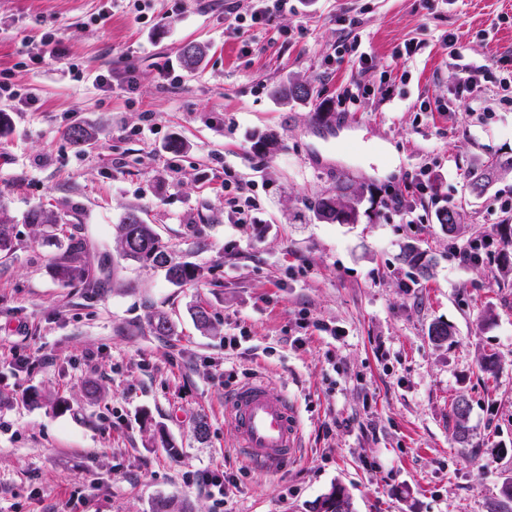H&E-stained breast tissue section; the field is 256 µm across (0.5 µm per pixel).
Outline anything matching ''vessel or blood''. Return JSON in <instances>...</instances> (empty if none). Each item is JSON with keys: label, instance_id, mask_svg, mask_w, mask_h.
<instances>
[{"label": "vessel or blood", "instance_id": "obj_1", "mask_svg": "<svg viewBox=\"0 0 512 512\" xmlns=\"http://www.w3.org/2000/svg\"><path fill=\"white\" fill-rule=\"evenodd\" d=\"M224 413L249 463L275 471L297 454L300 425L286 395L270 391L265 381L239 386L225 401Z\"/></svg>", "mask_w": 512, "mask_h": 512}]
</instances>
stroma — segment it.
<instances>
[{"label":"stroma","mask_w":512,"mask_h":512,"mask_svg":"<svg viewBox=\"0 0 512 512\" xmlns=\"http://www.w3.org/2000/svg\"><path fill=\"white\" fill-rule=\"evenodd\" d=\"M256 5L0 0V80L30 96L0 99V217L17 233L0 259V512H152L164 497L214 512L188 479L198 470L235 476L224 512H308L337 485L354 512H486L512 479V248L467 266L453 256L512 237L498 201L512 170L482 194L469 187L512 156L500 86L512 0H290L238 28ZM48 33L58 53H42ZM190 41L209 46L194 71L180 63ZM464 63L486 68L475 104L455 94ZM291 77L310 85L307 101L271 96ZM357 82L356 105L338 108ZM76 123L100 126L99 142L74 147ZM176 138L186 149L170 150ZM420 168L427 189L405 188ZM343 175L362 198L358 223L317 221L315 201ZM239 190L244 220L228 204ZM394 190L404 211L386 203ZM441 200L459 214L454 234L436 220ZM36 207L58 217L59 240L109 256V277L57 281V242L24 221ZM131 209L202 280L177 287L121 260L114 226ZM409 243L433 257L429 276L401 261ZM159 311L174 335L151 332ZM437 322L453 331L442 344L429 338ZM241 335L246 350L225 348ZM491 353L494 380L480 368ZM254 380L301 420L299 452L277 472L247 467L224 416L225 397ZM458 398L464 443L448 419Z\"/></svg>","instance_id":"obj_1"}]
</instances>
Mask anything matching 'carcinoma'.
<instances>
[{
  "label": "carcinoma",
  "mask_w": 512,
  "mask_h": 512,
  "mask_svg": "<svg viewBox=\"0 0 512 512\" xmlns=\"http://www.w3.org/2000/svg\"><path fill=\"white\" fill-rule=\"evenodd\" d=\"M192 52L182 55L184 66L189 70L198 68L205 60L208 46L198 42L190 43ZM311 95V89L303 82L294 81L278 84L271 90V96L283 102L305 101ZM100 135L96 125H73L67 130L70 142L80 148L94 146ZM512 169V157L498 159L483 166L476 174L472 189L482 190L492 178L495 169ZM360 199L355 194L348 180L336 184V191L317 200L314 206L315 218L328 224H355L359 219ZM436 219L443 231L452 233L458 224V213L445 205L436 211ZM116 239L120 257L138 262L144 266L159 268L165 272L166 279L177 286L193 284L199 278L198 268L188 262H177L171 256L167 244L162 240L155 225L146 223L135 209L125 213L122 221L115 225ZM15 248L13 225L0 220V257L9 256ZM403 261L420 277L428 274L432 259L419 246L408 243L403 248ZM90 264L88 245L82 239H71L66 249L53 262L57 278L66 283L87 278ZM152 331L159 336L174 333V326L167 316L158 313L150 320ZM460 400H455L450 409L454 421L453 435L459 442L469 437L468 415L461 412ZM310 512H353L351 497L342 487L332 490L317 498L309 505ZM487 512H512V481L502 484L499 497L487 503Z\"/></svg>",
  "instance_id": "cac0c4a2"
}]
</instances>
